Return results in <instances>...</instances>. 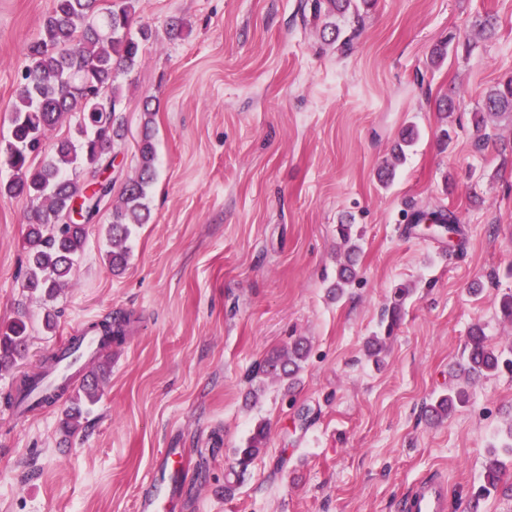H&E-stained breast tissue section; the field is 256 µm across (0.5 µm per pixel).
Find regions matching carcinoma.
<instances>
[{
    "mask_svg": "<svg viewBox=\"0 0 512 512\" xmlns=\"http://www.w3.org/2000/svg\"><path fill=\"white\" fill-rule=\"evenodd\" d=\"M369 0H312L313 18L345 16L351 12L360 18L358 2ZM139 0H52L37 36L24 49L25 65L10 112V136L6 141L7 161L14 177L0 182V195L24 196L31 209L27 217V271L22 281L23 291L45 302L54 298L59 289L72 280L83 252L87 230L84 224H70L65 215L71 203L88 198L90 169L111 166L115 145L124 138L121 111V91L118 78L133 71L144 57V47L153 33L146 26L133 29ZM512 120V77L498 83L483 96L482 111L473 114L476 128L485 124V115ZM73 117L79 143L69 138L58 140L48 158L46 134L63 118ZM138 176L124 184L120 205L112 210V222L106 233L111 250L106 254L112 271L125 268L129 256L127 241L132 224H146L151 210L147 204L148 188L154 181L157 154L152 141L151 121H146L143 137L138 144ZM416 218L431 216L450 233H460L454 213L439 209L427 213L415 211ZM337 231L348 245L345 259L336 274V294L355 276L358 245L351 242V225L340 224ZM128 320L123 315L93 322L89 329L99 332L107 344L121 340ZM29 333L21 318L0 322V371L8 370L23 359L28 349ZM309 356L305 338L294 340L288 352L267 355L253 371V377L276 376L293 382ZM108 365L102 362L98 370L87 375L92 382L81 385L71 396L72 406L65 413L63 426L68 433L78 430L82 404L93 403L100 391V382ZM512 372V351L505 353L487 343L483 329L470 331L459 371L468 381L495 374L502 369ZM37 395L36 405L54 403L57 394L39 390L38 382L23 378L16 395L5 396L7 404ZM468 402L464 389L449 391L423 407L429 421H439L458 405ZM267 431L258 426L247 445L237 449V465L246 471L265 447ZM505 477V464L491 455L482 484L472 493L473 502L498 490Z\"/></svg>",
    "mask_w": 512,
    "mask_h": 512,
    "instance_id": "1",
    "label": "carcinoma"
}]
</instances>
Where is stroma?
Instances as JSON below:
<instances>
[{"label": "stroma", "instance_id": "stroma-1", "mask_svg": "<svg viewBox=\"0 0 512 512\" xmlns=\"http://www.w3.org/2000/svg\"><path fill=\"white\" fill-rule=\"evenodd\" d=\"M51 3L0 0V138L23 48ZM488 14L490 39L476 26ZM174 17L187 35L168 37ZM137 20L156 39L123 79L113 190L137 172L147 121L158 176L125 270L105 260L107 206L73 281L51 306L29 299L30 203L0 196V321L31 329L26 358L0 372V398L90 322L130 318L75 434L61 429L67 399L22 420L0 402V512H138L142 484L168 478L157 465L167 448L190 471L162 512H403L431 474L447 482L451 512H512V469L496 495L470 503L489 454L512 460V375L468 383L457 370L472 327L512 349L497 306L512 291V124L488 122L494 142L481 149L472 122L484 93L512 75V0H373L348 49L325 40L306 0H140ZM443 43L448 55L432 65ZM444 94L455 112L436 110ZM409 125L418 137L381 182ZM439 208L455 212L458 241L407 221ZM349 217L362 251L337 298L336 226ZM399 286L412 294L388 335L383 312ZM374 335L384 339L376 359ZM300 336L311 351L295 387L250 380ZM460 386L468 404L427 421L425 403ZM260 424L266 445L226 496L235 451Z\"/></svg>", "mask_w": 512, "mask_h": 512}]
</instances>
